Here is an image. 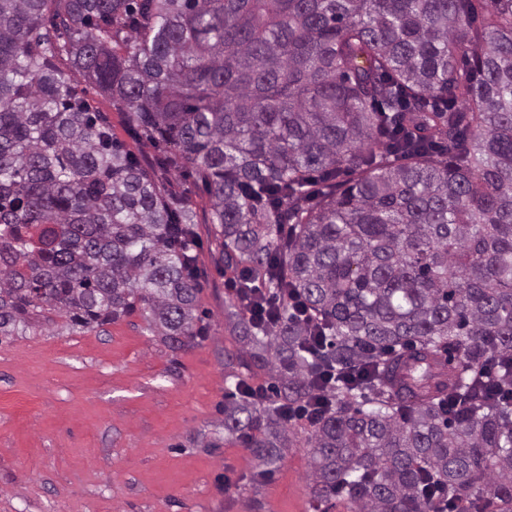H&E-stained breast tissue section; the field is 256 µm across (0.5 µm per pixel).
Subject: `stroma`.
Segmentation results:
<instances>
[{
  "label": "stroma",
  "mask_w": 512,
  "mask_h": 512,
  "mask_svg": "<svg viewBox=\"0 0 512 512\" xmlns=\"http://www.w3.org/2000/svg\"><path fill=\"white\" fill-rule=\"evenodd\" d=\"M77 90L129 150L156 157L108 95ZM168 180L196 213L206 340L172 349L134 313L93 329L56 316L0 341V512H347L343 499H313L302 438L266 475L225 436L224 356L241 346L227 315L235 272L202 184L176 170Z\"/></svg>",
  "instance_id": "obj_1"
}]
</instances>
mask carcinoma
<instances>
[{"label": "carcinoma", "mask_w": 512, "mask_h": 512, "mask_svg": "<svg viewBox=\"0 0 512 512\" xmlns=\"http://www.w3.org/2000/svg\"><path fill=\"white\" fill-rule=\"evenodd\" d=\"M476 2L0 0V336L205 340L187 170L276 317L233 313L224 367L270 383L224 392V433L268 474L312 407L317 501L512 512V0ZM77 90L94 110L105 112L112 125V135L124 143L129 150L144 160H152L156 157L158 151L154 144L134 134L127 114L112 106V100L108 95L101 92L94 84L84 80L78 84Z\"/></svg>", "instance_id": "carcinoma-1"}]
</instances>
